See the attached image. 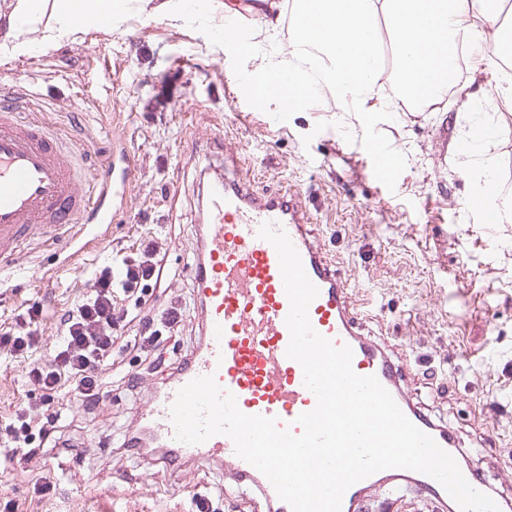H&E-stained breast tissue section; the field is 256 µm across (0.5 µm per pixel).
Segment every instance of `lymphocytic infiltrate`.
<instances>
[{
    "label": "lymphocytic infiltrate",
    "mask_w": 512,
    "mask_h": 512,
    "mask_svg": "<svg viewBox=\"0 0 512 512\" xmlns=\"http://www.w3.org/2000/svg\"><path fill=\"white\" fill-rule=\"evenodd\" d=\"M165 262L154 242H142L136 253L112 252L110 265L95 274L90 288L59 320V340L48 365L30 366L27 375L39 394V406L21 402L0 415V438L12 451L50 461L61 454L85 457L88 448L72 434L74 424L59 410L65 396L79 398L87 413L102 403L115 362L112 349L120 323L135 320L139 329L126 350L144 354L149 368L165 363V338L183 321L175 303L153 315L123 309L122 300L136 299L148 286H161Z\"/></svg>",
    "instance_id": "f902f5d3"
}]
</instances>
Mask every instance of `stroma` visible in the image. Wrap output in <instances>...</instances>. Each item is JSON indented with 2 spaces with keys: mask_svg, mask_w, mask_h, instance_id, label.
I'll return each instance as SVG.
<instances>
[{
  "mask_svg": "<svg viewBox=\"0 0 512 512\" xmlns=\"http://www.w3.org/2000/svg\"><path fill=\"white\" fill-rule=\"evenodd\" d=\"M223 13L180 10L177 21L150 17L139 4L117 28L87 27L43 45L51 13L25 24L30 53L0 52V97L22 98L25 112L46 122L71 148L83 179L104 164L131 157L135 179L109 224L72 226L56 245L33 240L18 256L23 279L0 273V329L14 327L24 305L44 307L32 350L0 361V413L29 390V363H47L59 319L88 289L113 247L134 251L154 240L165 255L160 289L141 306L151 314L189 303L166 357L197 346L201 316L192 308L191 264L200 222L202 186L237 150L259 193L294 191L311 217L310 230L331 267L341 273L367 338L402 365L415 403L458 435L493 486L512 482V222L488 225L465 202L484 171H492L503 201L512 203V104L498 96L504 70L491 52L476 51L458 70L440 103L401 106L361 120L331 95L278 118L273 101L238 102L237 85L252 82L259 61L285 65L288 24L251 21L254 56L227 49ZM493 131L492 164L471 146ZM395 158L392 176H367L378 151ZM95 247H86L88 237ZM134 390L113 383L104 406L86 413L73 396L65 413L86 434L120 445L159 374L139 356L118 353ZM48 468L40 458L0 464V497L25 501ZM126 483L111 486L113 471ZM55 492L40 512H264L251 487L219 463L145 468L112 455L60 459Z\"/></svg>",
  "mask_w": 512,
  "mask_h": 512,
  "instance_id": "35a3bbf8",
  "label": "stroma"
}]
</instances>
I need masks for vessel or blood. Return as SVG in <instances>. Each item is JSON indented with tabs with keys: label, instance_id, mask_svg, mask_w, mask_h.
<instances>
[{
	"label": "vessel or blood",
	"instance_id": "1",
	"mask_svg": "<svg viewBox=\"0 0 512 512\" xmlns=\"http://www.w3.org/2000/svg\"><path fill=\"white\" fill-rule=\"evenodd\" d=\"M133 179L132 164H124L118 172L105 169L90 194H83L70 150L42 123L17 119L12 107H0V270L14 267L33 230H43L53 240L72 224L111 223L112 204L125 198ZM205 194L192 265L204 339L173 377L159 383L140 412L142 430L162 448L163 462L171 466L219 462L230 467L239 481L255 486L270 512H292L271 482L236 455L229 437L184 443L176 439L170 418L178 391L206 375L214 376L223 390L235 396L243 413L277 418L279 426L296 435L301 432L296 418L314 409L316 397L304 385L300 364L286 355L290 303L278 254L258 236L262 224L272 223L288 234L319 290L308 309L313 328L335 345L349 346L354 371L376 376L405 416L456 459L469 484L491 496L501 512H512V487L495 488L487 482L466 458L454 430L436 423L414 404L400 365L360 333L348 285L323 260L293 194L257 195L244 178L223 174L208 181ZM380 486L389 496L415 488L435 502L439 512H459L435 479L400 468L379 471L353 484L344 494L341 512H365L368 496Z\"/></svg>",
	"mask_w": 512,
	"mask_h": 512
}]
</instances>
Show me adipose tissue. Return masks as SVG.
Here are the masks:
<instances>
[{
  "instance_id": "adipose-tissue-1",
  "label": "adipose tissue",
  "mask_w": 512,
  "mask_h": 512,
  "mask_svg": "<svg viewBox=\"0 0 512 512\" xmlns=\"http://www.w3.org/2000/svg\"><path fill=\"white\" fill-rule=\"evenodd\" d=\"M504 0H291V54L310 69L294 70L298 88L312 82L348 100L354 111L384 110L378 78L379 21L388 24L393 50V88L404 104L421 107L448 92L460 42H487ZM128 0H53L58 30L71 33L83 17L112 26Z\"/></svg>"
}]
</instances>
